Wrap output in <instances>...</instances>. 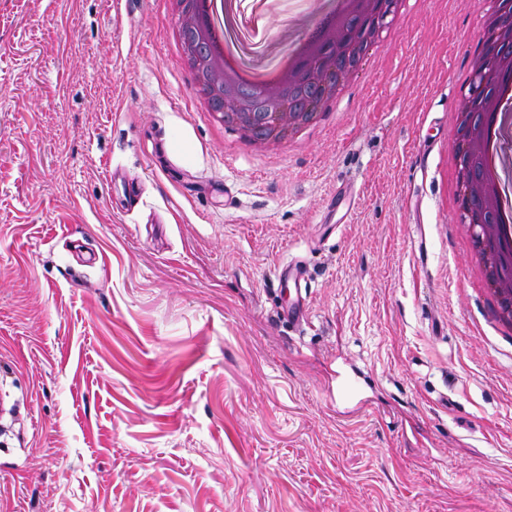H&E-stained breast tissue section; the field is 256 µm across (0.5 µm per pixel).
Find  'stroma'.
<instances>
[{
  "label": "stroma",
  "mask_w": 512,
  "mask_h": 512,
  "mask_svg": "<svg viewBox=\"0 0 512 512\" xmlns=\"http://www.w3.org/2000/svg\"><path fill=\"white\" fill-rule=\"evenodd\" d=\"M484 2L409 0L264 150L197 105L170 0H0V512H512V333L445 181ZM277 277L280 282L288 281L293 285L294 296L289 291L288 306L282 308L280 316L283 320L295 326L302 325L308 320L306 298L310 282L301 262L281 264L277 267Z\"/></svg>",
  "instance_id": "1"
}]
</instances>
